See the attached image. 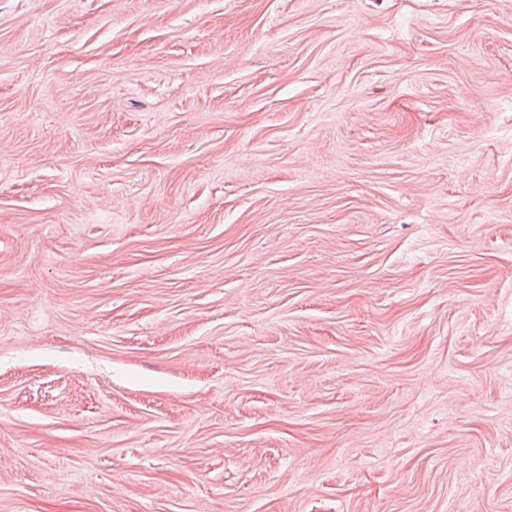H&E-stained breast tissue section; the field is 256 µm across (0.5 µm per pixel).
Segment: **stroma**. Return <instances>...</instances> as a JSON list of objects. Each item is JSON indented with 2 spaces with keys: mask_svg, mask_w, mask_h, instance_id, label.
Returning a JSON list of instances; mask_svg holds the SVG:
<instances>
[{
  "mask_svg": "<svg viewBox=\"0 0 512 512\" xmlns=\"http://www.w3.org/2000/svg\"><path fill=\"white\" fill-rule=\"evenodd\" d=\"M0 512H512V0H0Z\"/></svg>",
  "mask_w": 512,
  "mask_h": 512,
  "instance_id": "obj_1",
  "label": "stroma"
}]
</instances>
